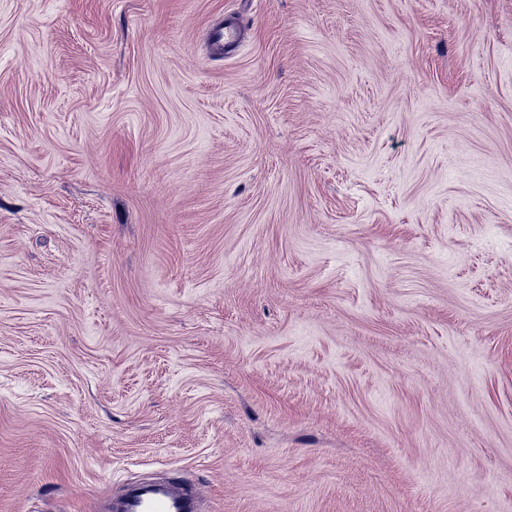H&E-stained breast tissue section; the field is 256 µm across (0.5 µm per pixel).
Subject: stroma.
I'll return each instance as SVG.
<instances>
[{
    "mask_svg": "<svg viewBox=\"0 0 512 512\" xmlns=\"http://www.w3.org/2000/svg\"><path fill=\"white\" fill-rule=\"evenodd\" d=\"M173 477L512 512V0H0V512ZM210 48L214 55L224 57L235 51L239 42V28L232 21L220 23L210 30Z\"/></svg>",
    "mask_w": 512,
    "mask_h": 512,
    "instance_id": "stroma-1",
    "label": "stroma"
}]
</instances>
